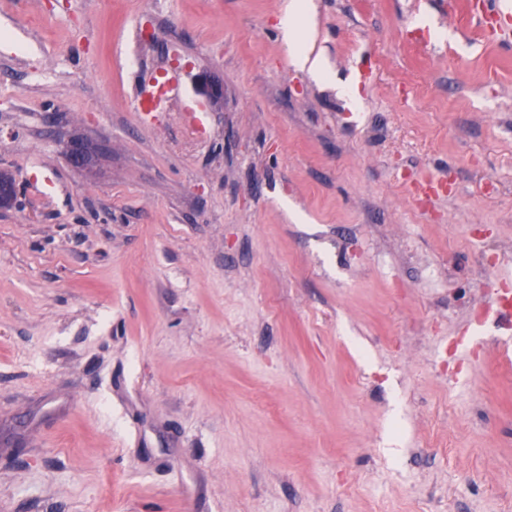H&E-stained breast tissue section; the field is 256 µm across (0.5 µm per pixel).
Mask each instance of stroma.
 I'll return each mask as SVG.
<instances>
[{
  "instance_id": "obj_1",
  "label": "stroma",
  "mask_w": 512,
  "mask_h": 512,
  "mask_svg": "<svg viewBox=\"0 0 512 512\" xmlns=\"http://www.w3.org/2000/svg\"><path fill=\"white\" fill-rule=\"evenodd\" d=\"M284 2L0 0V512H512V45ZM314 17V6L310 0H290L282 10L278 29L288 45L292 65L310 74H319L322 63L319 56L313 57L307 45L310 24ZM101 148L83 139H73L68 142L66 157L69 164L78 169L92 168L99 156Z\"/></svg>"
}]
</instances>
